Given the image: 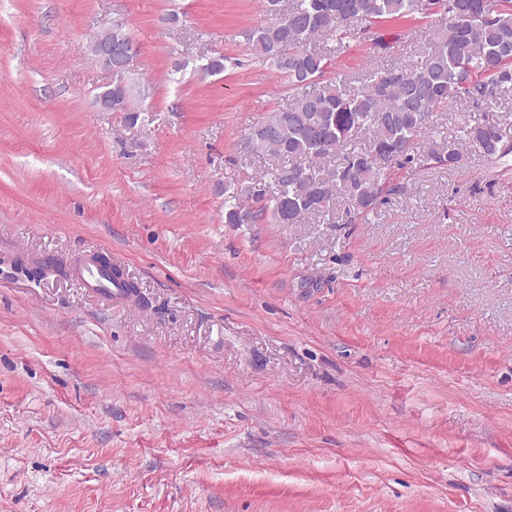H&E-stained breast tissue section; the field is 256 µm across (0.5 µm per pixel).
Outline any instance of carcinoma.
<instances>
[{"label":"carcinoma","instance_id":"1","mask_svg":"<svg viewBox=\"0 0 512 512\" xmlns=\"http://www.w3.org/2000/svg\"><path fill=\"white\" fill-rule=\"evenodd\" d=\"M420 14L448 15L421 60L409 67L370 69L357 87L340 78L317 82L331 58L310 48L314 39L389 43L378 24ZM255 56L288 78L296 102L270 112L243 142L250 154L277 160L270 189L251 188L253 220L297 224L308 214L344 204L351 220L365 219L401 191L393 172L414 163L413 144L428 136L431 117L448 101L492 106L512 90V0H292L288 20L245 34ZM466 140L494 158L502 152L501 123L491 119L463 127ZM338 158L329 177L319 163ZM427 157L458 167L453 144ZM239 191L224 192L225 223L243 224Z\"/></svg>","mask_w":512,"mask_h":512}]
</instances>
